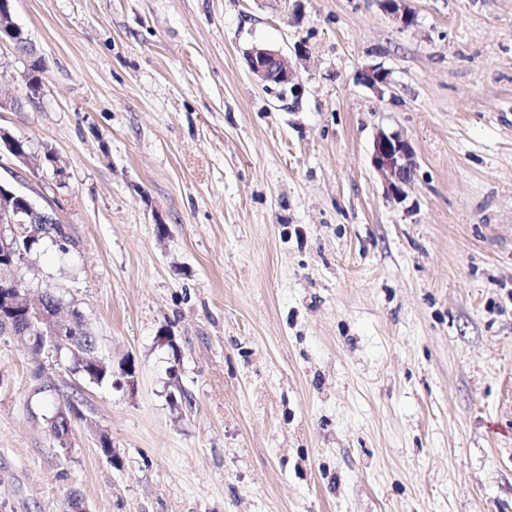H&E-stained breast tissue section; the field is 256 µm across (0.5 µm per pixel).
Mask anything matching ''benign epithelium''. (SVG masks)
<instances>
[{"label": "benign epithelium", "mask_w": 512, "mask_h": 512, "mask_svg": "<svg viewBox=\"0 0 512 512\" xmlns=\"http://www.w3.org/2000/svg\"><path fill=\"white\" fill-rule=\"evenodd\" d=\"M7 0H0V39L8 37L18 43L14 33L18 28L11 19L9 9L4 7ZM382 7L392 20L401 28L414 24L415 15L407 5V0H382ZM248 61L252 74L265 85L288 88L294 95L302 89L297 67L280 50L265 45H255L248 52ZM359 82L373 91L377 96L384 95L389 82L387 74L379 67L369 66L359 72ZM16 137L0 128V147H5L19 162L28 158V153L14 149ZM372 163L383 177L387 195L396 201L406 197V187L413 181L417 164L414 150L408 140L399 132L381 131L373 142ZM18 191L10 185L0 183V250L13 249L24 226L35 219L52 220L56 213L28 202L22 208L15 204ZM31 289L27 288L20 276V266L0 265V304L10 312L20 310L26 323L6 328V331L23 336L32 328L47 338L49 349L56 354L66 353L71 357H80L84 342L72 336L74 323L69 317L48 307L41 302L30 299ZM73 407L67 403L56 409L55 426L49 429L51 437L61 447H69L72 435Z\"/></svg>", "instance_id": "obj_1"}]
</instances>
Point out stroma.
Masks as SVG:
<instances>
[{
    "label": "stroma",
    "instance_id": "1",
    "mask_svg": "<svg viewBox=\"0 0 512 512\" xmlns=\"http://www.w3.org/2000/svg\"><path fill=\"white\" fill-rule=\"evenodd\" d=\"M408 4L401 29L379 0H10L44 72L30 94L0 43L29 154L0 180L71 237L21 276L137 386L0 334L7 512H512V0ZM382 131L415 152L401 202ZM247 56L252 74L261 83L288 87V92L296 97L300 94L302 84L297 67L279 49L255 45ZM358 80L379 97L384 95L389 86L387 74L381 68L374 66L362 69ZM372 163L383 177L389 198L405 199V188L413 181L417 170L414 150L408 140L399 132H379L373 142ZM76 405L74 402H68L65 405H59L56 409V418L55 421V408L51 410L49 415L47 416V425L49 427V433L51 437L58 443L60 447L68 448L70 445V439L72 435V428L74 426L75 420L82 419L83 414L80 407L75 412L72 420V405ZM55 426L50 428L51 426ZM72 421V425H71Z\"/></svg>",
    "mask_w": 512,
    "mask_h": 512
}]
</instances>
